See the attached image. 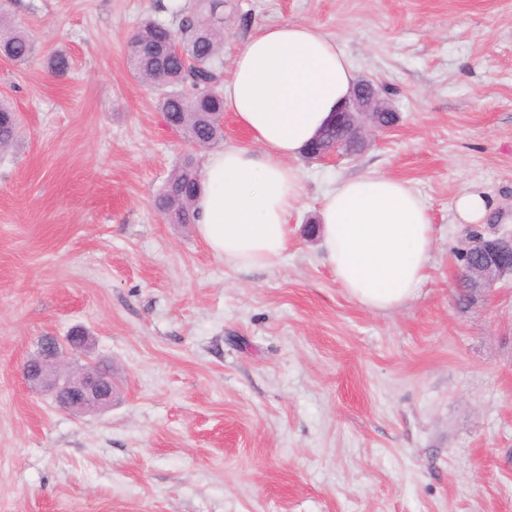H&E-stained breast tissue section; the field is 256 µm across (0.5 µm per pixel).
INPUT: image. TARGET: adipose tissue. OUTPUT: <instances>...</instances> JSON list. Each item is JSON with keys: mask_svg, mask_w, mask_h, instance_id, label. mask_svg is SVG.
I'll list each match as a JSON object with an SVG mask.
<instances>
[{"mask_svg": "<svg viewBox=\"0 0 512 512\" xmlns=\"http://www.w3.org/2000/svg\"><path fill=\"white\" fill-rule=\"evenodd\" d=\"M354 81L337 40L317 25L283 22L256 30L224 81V109L251 143L207 154L195 231L240 270L273 268L288 248L289 220L303 198L294 161L334 118ZM496 208L476 188L453 202L457 223H487ZM316 237L337 282L373 312L412 299L425 278L433 224L410 183L369 172L339 180L318 210Z\"/></svg>", "mask_w": 512, "mask_h": 512, "instance_id": "1", "label": "adipose tissue"}]
</instances>
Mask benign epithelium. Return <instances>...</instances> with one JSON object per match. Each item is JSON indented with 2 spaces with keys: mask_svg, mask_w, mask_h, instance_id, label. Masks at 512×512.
Masks as SVG:
<instances>
[{
  "mask_svg": "<svg viewBox=\"0 0 512 512\" xmlns=\"http://www.w3.org/2000/svg\"><path fill=\"white\" fill-rule=\"evenodd\" d=\"M392 112L379 91L367 80L358 81L345 102L336 111L335 124L342 131L336 142L327 150L312 152L309 158L326 160L342 154L351 155L365 143V134L385 129L381 115ZM465 247L482 256L480 261L461 269V278L468 282L479 281L481 287L490 288L505 275H512V265H503L489 257V252L512 253V233L491 240L479 233L466 237ZM90 336L82 328L70 332L65 340L44 336L38 352L28 357L22 365V377L31 388L47 391L65 410L78 415H93L112 404L114 387L112 375L89 360L78 368L65 366V357L75 343L83 351L89 350Z\"/></svg>",
  "mask_w": 512,
  "mask_h": 512,
  "instance_id": "1",
  "label": "benign epithelium"
}]
</instances>
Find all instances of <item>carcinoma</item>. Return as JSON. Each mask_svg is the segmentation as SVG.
Returning <instances> with one entry per match:
<instances>
[{
  "mask_svg": "<svg viewBox=\"0 0 512 512\" xmlns=\"http://www.w3.org/2000/svg\"><path fill=\"white\" fill-rule=\"evenodd\" d=\"M177 25L144 19L125 43L131 74L160 89V109L192 150L167 176L156 199L158 210L174 224L195 221L193 203L200 191L196 148H207L224 138L222 118L224 0H197L176 8ZM176 44L180 54H166ZM28 34L0 12V57L22 65L34 55ZM19 116L9 101L0 100V149L17 140Z\"/></svg>",
  "mask_w": 512,
  "mask_h": 512,
  "instance_id": "obj_1",
  "label": "carcinoma"
}]
</instances>
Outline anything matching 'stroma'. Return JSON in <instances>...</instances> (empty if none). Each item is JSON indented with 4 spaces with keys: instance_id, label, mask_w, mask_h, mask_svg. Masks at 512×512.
<instances>
[{
    "instance_id": "stroma-1",
    "label": "stroma",
    "mask_w": 512,
    "mask_h": 512,
    "mask_svg": "<svg viewBox=\"0 0 512 512\" xmlns=\"http://www.w3.org/2000/svg\"><path fill=\"white\" fill-rule=\"evenodd\" d=\"M191 2L0 0L36 47L0 58L21 121L0 154V512H512V278L455 301L462 240L512 232V0H226L225 61L258 27L315 24L399 116L357 156L297 160L288 250L249 271L154 207L188 145L123 45ZM369 170L434 228L418 294L386 313L303 231ZM471 185L498 204L476 228L453 221ZM76 327L117 390L95 416L21 375Z\"/></svg>"
}]
</instances>
